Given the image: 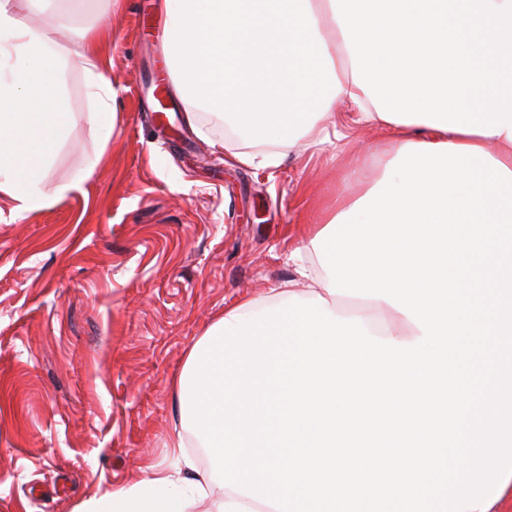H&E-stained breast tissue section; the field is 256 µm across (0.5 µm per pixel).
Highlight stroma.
I'll use <instances>...</instances> for the list:
<instances>
[{
	"label": "stroma",
	"mask_w": 512,
	"mask_h": 512,
	"mask_svg": "<svg viewBox=\"0 0 512 512\" xmlns=\"http://www.w3.org/2000/svg\"><path fill=\"white\" fill-rule=\"evenodd\" d=\"M162 0H120L111 75L123 91L109 142L83 75L49 186L84 189L15 215L0 204V512H81L161 471L199 473L203 449L173 454V379L226 309L308 281L299 258L358 182L380 179L386 135L370 127L264 169L210 113L196 126L164 78ZM220 140L224 149L213 148Z\"/></svg>",
	"instance_id": "obj_1"
}]
</instances>
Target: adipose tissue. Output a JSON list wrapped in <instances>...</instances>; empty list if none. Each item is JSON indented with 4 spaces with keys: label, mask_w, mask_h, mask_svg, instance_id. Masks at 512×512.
I'll list each match as a JSON object with an SVG mask.
<instances>
[{
    "label": "adipose tissue",
    "mask_w": 512,
    "mask_h": 512,
    "mask_svg": "<svg viewBox=\"0 0 512 512\" xmlns=\"http://www.w3.org/2000/svg\"><path fill=\"white\" fill-rule=\"evenodd\" d=\"M55 0H0V198L22 215L81 189L48 187L75 121L66 76L82 71L94 114L114 112L111 17L55 33ZM174 91L224 118L243 139L235 160L278 166L297 139L341 138L351 126L386 133L389 154L410 143L493 149L512 169V0H163ZM263 154H256V147ZM209 475L152 479L89 500L83 512H186Z\"/></svg>",
    "instance_id": "ef3b65f1"
}]
</instances>
